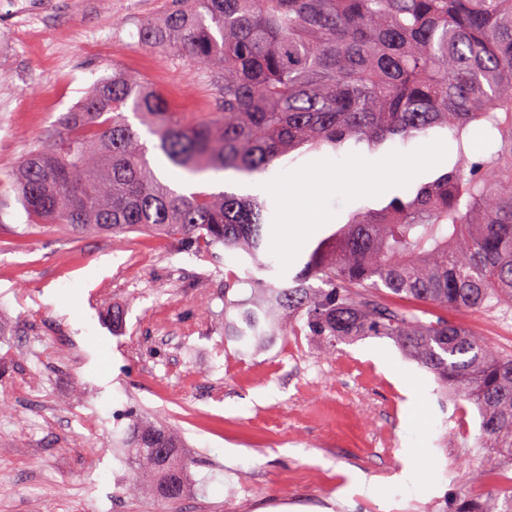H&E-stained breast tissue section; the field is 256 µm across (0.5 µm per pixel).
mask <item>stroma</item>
Segmentation results:
<instances>
[{"instance_id": "35a3bbf8", "label": "stroma", "mask_w": 512, "mask_h": 512, "mask_svg": "<svg viewBox=\"0 0 512 512\" xmlns=\"http://www.w3.org/2000/svg\"><path fill=\"white\" fill-rule=\"evenodd\" d=\"M0 17V512H159L125 495L129 417L174 436L189 462L177 512H449L483 497L479 416L387 339L327 351L299 331L261 349L224 337L225 271L166 237L77 234L30 223L13 172L86 89L119 67L188 118L214 112L207 67L136 45L171 0H31ZM456 160L445 133L342 156L310 151L278 172L300 221L271 236L299 268L351 212L378 209ZM336 180L322 184L321 171ZM124 315L114 323L113 313ZM451 319L512 352V307Z\"/></svg>"}]
</instances>
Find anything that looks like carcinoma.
Here are the masks:
<instances>
[{"mask_svg":"<svg viewBox=\"0 0 512 512\" xmlns=\"http://www.w3.org/2000/svg\"><path fill=\"white\" fill-rule=\"evenodd\" d=\"M137 44L212 69L218 113L181 118L143 76L112 69L21 161L28 217L77 232L159 230L195 254L245 253L265 277L232 299L242 279L224 275V308L237 311L226 339L271 343L286 317L328 349L389 338L476 404L477 446L493 449L485 473L503 477L512 353L437 311L512 304V0H174L140 25ZM128 108L167 161L192 174H265L304 149L374 150L436 127L459 158L411 194L351 213L290 272L267 253L268 201L178 191L152 166ZM124 441L131 467L151 465L154 497L170 512L187 461L169 431L132 421ZM454 512H512V479Z\"/></svg>","mask_w":512,"mask_h":512,"instance_id":"1","label":"carcinoma"}]
</instances>
